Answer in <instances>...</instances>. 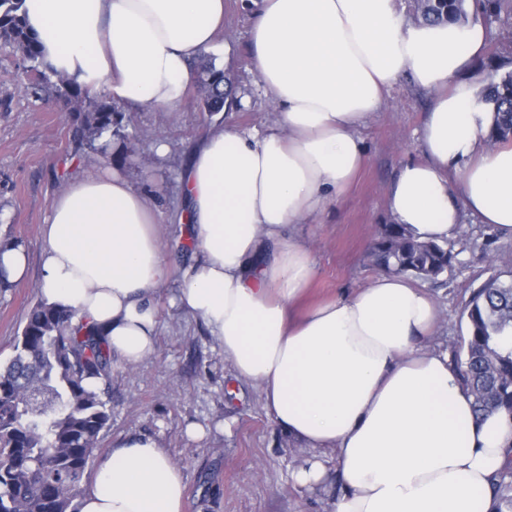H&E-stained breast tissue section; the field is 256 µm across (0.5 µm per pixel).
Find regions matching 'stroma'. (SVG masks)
Listing matches in <instances>:
<instances>
[{"mask_svg":"<svg viewBox=\"0 0 512 512\" xmlns=\"http://www.w3.org/2000/svg\"><path fill=\"white\" fill-rule=\"evenodd\" d=\"M248 0H224V29L210 50L234 81L232 112H208L199 86H192L182 112L123 109L106 154L75 150L70 105L34 89L22 58L0 43V243L20 241L30 260L24 281L0 290V363L41 296L43 241L40 227L56 194L71 179L117 171L142 189L158 218L163 256L180 273L195 255L181 220L179 177L192 147L215 127L264 129L277 109L253 65ZM486 56L467 78L483 88L496 73L512 70V41L499 23H487ZM433 96L400 78L383 107L357 134L366 161L351 184L320 213L298 225L317 268L304 304L351 294L378 276L365 257L380 225L392 223L386 193L400 165L424 160L419 141ZM459 260L431 287L439 321L431 344L452 347L466 332L463 312L475 289L512 263V237L491 234L468 216L456 234ZM172 286L156 295L160 331L155 356L135 367L112 363L111 418L99 437V452L127 434L157 436L184 474V512H332L335 482L312 490L293 486L289 474L309 451L266 414L259 389L235 379L224 352L205 326L170 305ZM204 438L186 436L187 425Z\"/></svg>","mask_w":512,"mask_h":512,"instance_id":"stroma-1","label":"stroma"}]
</instances>
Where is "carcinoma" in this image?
<instances>
[{
  "label": "carcinoma",
  "mask_w": 512,
  "mask_h": 512,
  "mask_svg": "<svg viewBox=\"0 0 512 512\" xmlns=\"http://www.w3.org/2000/svg\"><path fill=\"white\" fill-rule=\"evenodd\" d=\"M23 0H0V39L41 80L51 82L59 96L73 104L78 146L94 147L119 123L110 98L81 105L88 90L74 79L50 69L37 37L25 23ZM467 0H414L425 22L467 20ZM475 12L512 29V0H475ZM205 107L224 109L223 87L228 73L212 60L201 65ZM481 99L495 113L492 143L512 141V72L491 77ZM459 252L451 241L419 242L401 224H384L367 257L384 273L438 282ZM466 334L460 337L453 363L474 397L479 416L505 410L512 414V351L499 341L512 330V278L491 277L473 292L465 308ZM111 352L84 321L72 324L42 300L29 312L17 336L13 355L0 366V512H79L76 498L88 465L110 420L107 380ZM96 378L101 386L91 388ZM490 512H512V464L493 483Z\"/></svg>",
  "instance_id": "carcinoma-1"
}]
</instances>
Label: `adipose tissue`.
Returning <instances> with one entry per match:
<instances>
[{
	"label": "adipose tissue",
	"mask_w": 512,
	"mask_h": 512,
	"mask_svg": "<svg viewBox=\"0 0 512 512\" xmlns=\"http://www.w3.org/2000/svg\"><path fill=\"white\" fill-rule=\"evenodd\" d=\"M53 69L131 107L182 111L192 62L224 27V0H25ZM255 71L279 110L272 128L218 129L180 176L196 258L171 303L200 319L236 378L310 454L299 487L338 484L333 512H490L512 461V415L483 417L447 350L439 311L410 278L382 274L354 294L293 313L317 269L294 225L322 211L364 164L355 130L403 74L434 93L426 160L386 194L421 241L464 216L512 235V145L464 74L482 54L476 22L412 23L397 0H260ZM39 291L75 311L134 367L157 352V291L173 272L155 212L118 173L78 179L42 226ZM335 460L328 472L326 460ZM185 481L158 440L129 435L100 457L81 512H183Z\"/></svg>",
	"instance_id": "obj_1"
}]
</instances>
